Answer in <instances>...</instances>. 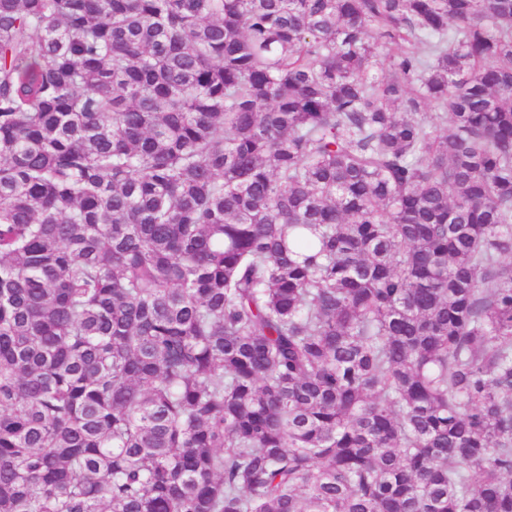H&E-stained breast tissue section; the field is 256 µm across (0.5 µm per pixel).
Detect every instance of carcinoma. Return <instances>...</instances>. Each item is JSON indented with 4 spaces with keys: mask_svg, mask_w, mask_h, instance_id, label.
Segmentation results:
<instances>
[{
    "mask_svg": "<svg viewBox=\"0 0 512 512\" xmlns=\"http://www.w3.org/2000/svg\"><path fill=\"white\" fill-rule=\"evenodd\" d=\"M0 512H512V0H0Z\"/></svg>",
    "mask_w": 512,
    "mask_h": 512,
    "instance_id": "cac0c4a2",
    "label": "carcinoma"
}]
</instances>
